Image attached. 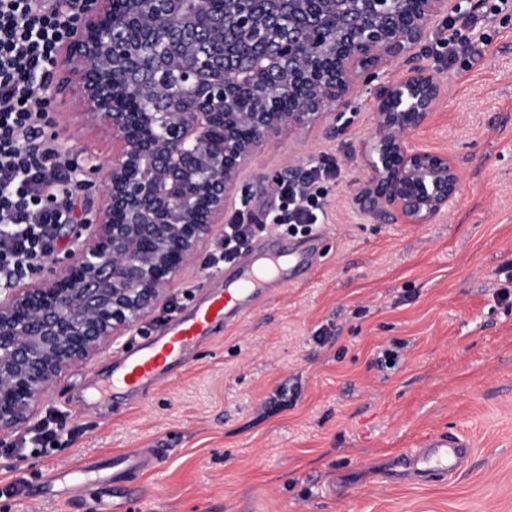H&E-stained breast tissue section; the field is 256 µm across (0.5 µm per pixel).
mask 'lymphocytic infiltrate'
<instances>
[{"label": "lymphocytic infiltrate", "mask_w": 512, "mask_h": 512, "mask_svg": "<svg viewBox=\"0 0 512 512\" xmlns=\"http://www.w3.org/2000/svg\"><path fill=\"white\" fill-rule=\"evenodd\" d=\"M69 27L61 4L0 0V280L11 281L54 252V230L74 223L72 167L57 163L48 88ZM325 171L281 190L275 226L308 235L318 226Z\"/></svg>", "instance_id": "obj_1"}]
</instances>
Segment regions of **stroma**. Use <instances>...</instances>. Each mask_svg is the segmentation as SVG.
Instances as JSON below:
<instances>
[{"mask_svg": "<svg viewBox=\"0 0 512 512\" xmlns=\"http://www.w3.org/2000/svg\"><path fill=\"white\" fill-rule=\"evenodd\" d=\"M484 4L437 20L417 51L445 81L414 148L448 156L460 188L429 224L381 221L356 197L369 176L371 88L351 96L337 133L315 126L270 139L241 176L225 220L244 214L248 246L301 236L267 223L278 194L260 183L335 166L325 220L305 264L242 320L201 343L145 395L93 398L112 360L211 288L224 236L171 288L169 302L91 361L72 368L39 405L71 434L48 455L0 451V512H512V8L486 16L476 46L466 23ZM72 103L52 118L63 159L100 168L112 133L78 126ZM394 360H387V353ZM452 431L469 446L458 471L419 480L393 471L400 453ZM162 444L144 469L117 459ZM102 470L60 504L49 468L83 460Z\"/></svg>", "mask_w": 512, "mask_h": 512, "instance_id": "1", "label": "stroma"}]
</instances>
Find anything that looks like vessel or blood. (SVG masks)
Listing matches in <instances>:
<instances>
[{
	"label": "vessel or blood",
	"instance_id": "1",
	"mask_svg": "<svg viewBox=\"0 0 512 512\" xmlns=\"http://www.w3.org/2000/svg\"><path fill=\"white\" fill-rule=\"evenodd\" d=\"M253 253V262L234 280L208 291L191 310L169 320L146 342L122 351L113 363L107 388L135 395L148 391L168 377L199 343L213 336L217 326L242 319L265 293L286 283L283 252L262 242ZM467 454V445L460 436L444 432L428 439L423 448L399 455L394 464L416 475L428 476L459 467ZM96 470V464L91 462L77 470H50L45 479L65 483L73 494Z\"/></svg>",
	"mask_w": 512,
	"mask_h": 512
}]
</instances>
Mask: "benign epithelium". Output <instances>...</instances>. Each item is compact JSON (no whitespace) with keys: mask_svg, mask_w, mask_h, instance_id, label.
<instances>
[{"mask_svg":"<svg viewBox=\"0 0 512 512\" xmlns=\"http://www.w3.org/2000/svg\"><path fill=\"white\" fill-rule=\"evenodd\" d=\"M473 0H65L61 78L84 121L116 149L87 235L59 269L0 293V444L40 402L167 302L172 283L224 223L242 172L282 129L336 131L353 92L374 86L373 216L427 224L459 176L409 140L443 92L416 48L430 24Z\"/></svg>","mask_w":512,"mask_h":512,"instance_id":"1","label":"benign epithelium"}]
</instances>
